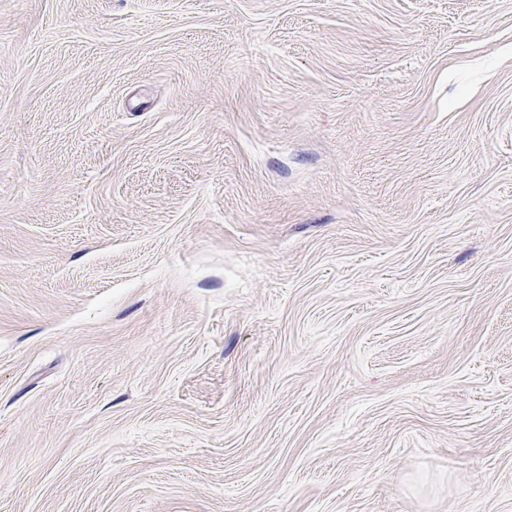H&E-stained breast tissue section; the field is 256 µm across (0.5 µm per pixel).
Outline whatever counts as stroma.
Instances as JSON below:
<instances>
[{"label": "stroma", "instance_id": "1", "mask_svg": "<svg viewBox=\"0 0 512 512\" xmlns=\"http://www.w3.org/2000/svg\"><path fill=\"white\" fill-rule=\"evenodd\" d=\"M0 512H512V0H0Z\"/></svg>", "mask_w": 512, "mask_h": 512}]
</instances>
